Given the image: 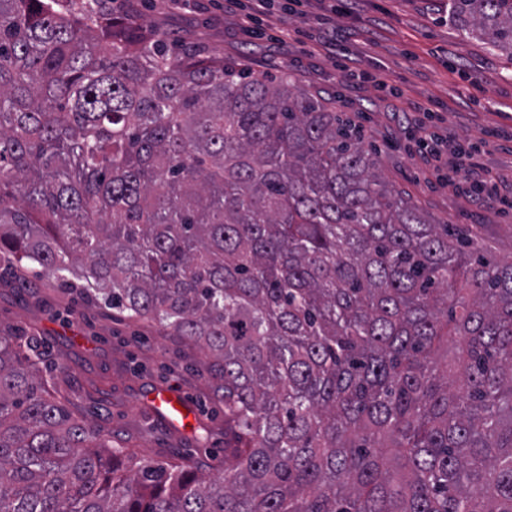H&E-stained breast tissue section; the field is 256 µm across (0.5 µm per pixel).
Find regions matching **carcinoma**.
I'll return each mask as SVG.
<instances>
[{"mask_svg": "<svg viewBox=\"0 0 512 512\" xmlns=\"http://www.w3.org/2000/svg\"><path fill=\"white\" fill-rule=\"evenodd\" d=\"M101 0H0V259L207 352L224 473L136 462L0 326V512H512V263L350 124ZM512 54V0H449Z\"/></svg>", "mask_w": 512, "mask_h": 512, "instance_id": "carcinoma-1", "label": "carcinoma"}]
</instances>
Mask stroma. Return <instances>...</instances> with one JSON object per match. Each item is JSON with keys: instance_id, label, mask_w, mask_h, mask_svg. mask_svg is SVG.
Segmentation results:
<instances>
[{"instance_id": "obj_1", "label": "stroma", "mask_w": 512, "mask_h": 512, "mask_svg": "<svg viewBox=\"0 0 512 512\" xmlns=\"http://www.w3.org/2000/svg\"><path fill=\"white\" fill-rule=\"evenodd\" d=\"M146 25L176 40L197 42L213 56L243 61L253 71L274 74L280 64L271 36L336 26L347 29L344 52L354 68H385L400 84L398 109L435 101L448 133L465 143L490 129L512 131V56L464 35L448 17V0H357L354 17L332 13L328 5L297 12L271 10L267 39L242 34L222 0H131ZM290 67L300 90L319 96L341 117L362 127L363 145L377 156V175L431 219L478 230L488 259L512 260V213L495 204L473 203L461 185L436 177L404 147V132L385 107L373 104V89L345 87L327 52L291 41ZM18 324L39 336L52 356L65 357L70 373L57 377L71 410L129 452L155 462L207 463L224 468V405L215 395L206 359L177 337L149 324L103 313L76 293L55 288L35 263L19 279L0 285V326ZM183 391L196 408L194 431L171 432L144 412L158 387Z\"/></svg>"}]
</instances>
